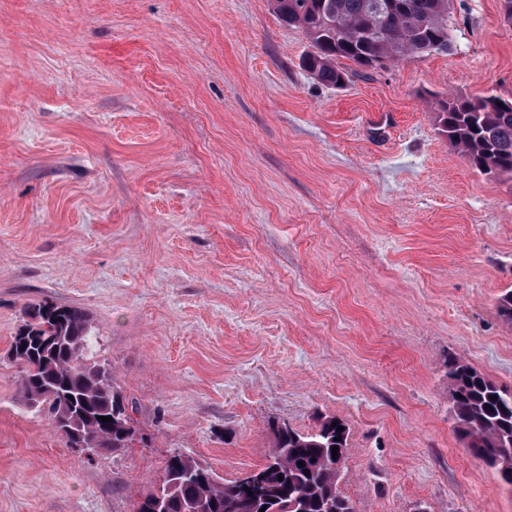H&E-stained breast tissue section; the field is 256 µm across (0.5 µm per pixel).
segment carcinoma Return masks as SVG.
<instances>
[{
    "label": "carcinoma",
    "mask_w": 512,
    "mask_h": 512,
    "mask_svg": "<svg viewBox=\"0 0 512 512\" xmlns=\"http://www.w3.org/2000/svg\"><path fill=\"white\" fill-rule=\"evenodd\" d=\"M371 2L272 0L277 17L305 33L312 51L304 66L326 86L349 80L343 59L371 70L382 60L448 52L451 0H402L403 7L381 23ZM437 112L440 131L472 168L512 179L511 99L450 96L437 102ZM496 311L512 327V289L498 296ZM24 316L10 354L25 398L44 403L56 432H65L77 448L90 445L107 455L129 447L136 437L134 420L114 391L112 365L98 357V338L85 311L45 300L26 305ZM448 390L458 439L512 493V389L451 357ZM100 416L112 417V423ZM273 435L266 462L245 480H226L189 451L173 450L159 487L141 498L136 512H355L339 488L332 458V447L340 457L348 449L342 421L326 417L307 433L277 426Z\"/></svg>",
    "instance_id": "1"
}]
</instances>
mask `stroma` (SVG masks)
Returning <instances> with one entry per match:
<instances>
[{"label":"stroma","instance_id":"35a3bbf8","mask_svg":"<svg viewBox=\"0 0 512 512\" xmlns=\"http://www.w3.org/2000/svg\"><path fill=\"white\" fill-rule=\"evenodd\" d=\"M448 31L331 88L271 0H0V512H135L171 450L232 480L323 417L356 512H512L448 395L452 356L512 387V181L436 114L512 97V21L452 0ZM43 300L87 313L130 448L86 460L28 406Z\"/></svg>","mask_w":512,"mask_h":512}]
</instances>
